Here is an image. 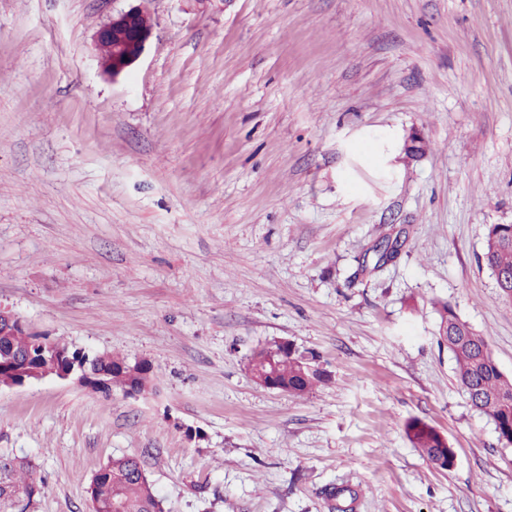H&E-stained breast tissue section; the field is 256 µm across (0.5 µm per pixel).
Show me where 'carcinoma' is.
I'll return each mask as SVG.
<instances>
[{"label": "carcinoma", "instance_id": "obj_1", "mask_svg": "<svg viewBox=\"0 0 512 512\" xmlns=\"http://www.w3.org/2000/svg\"><path fill=\"white\" fill-rule=\"evenodd\" d=\"M486 266L493 272L512 279V224H491L487 228L483 254ZM440 318V341L445 343L455 362L456 380L465 391L471 406L490 418L498 438L512 445V377L504 375L496 365L483 336L462 320L454 308L444 302L438 308ZM14 342L39 355L38 335L32 334L23 325L12 332ZM95 360H106L112 367V387L126 389L150 371L147 363L134 364L109 354ZM299 356L288 353L277 358V379L293 385L298 379ZM412 446L430 464L445 468V461L456 456L455 449L444 440L434 426L414 418L405 425ZM140 462L133 456H122L111 460L107 478L112 485V500L121 505V512H155L156 499L152 485L136 475Z\"/></svg>", "mask_w": 512, "mask_h": 512}]
</instances>
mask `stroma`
<instances>
[{"mask_svg": "<svg viewBox=\"0 0 512 512\" xmlns=\"http://www.w3.org/2000/svg\"><path fill=\"white\" fill-rule=\"evenodd\" d=\"M136 5L146 50L107 74L94 36ZM491 224H512V0H0V306L153 370L137 396L0 387L29 512H89L123 455L165 512H512V445L438 341L447 302L512 376ZM283 341L326 381L259 387L249 357ZM405 430L412 446L430 464L444 470L452 467V458L456 456L455 449L446 442L443 435L434 426L427 422L414 418L405 425ZM448 457V468H445V461Z\"/></svg>", "mask_w": 512, "mask_h": 512, "instance_id": "stroma-1", "label": "stroma"}]
</instances>
